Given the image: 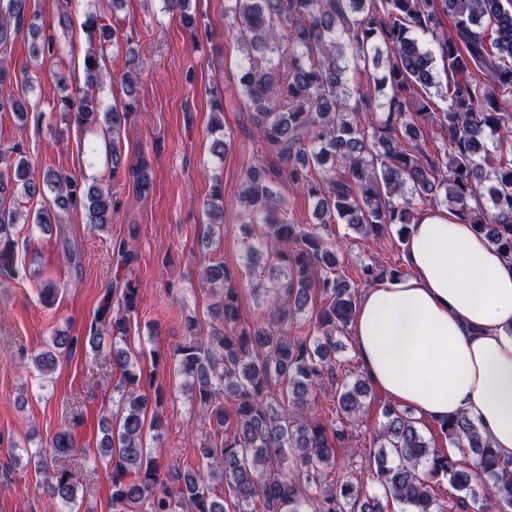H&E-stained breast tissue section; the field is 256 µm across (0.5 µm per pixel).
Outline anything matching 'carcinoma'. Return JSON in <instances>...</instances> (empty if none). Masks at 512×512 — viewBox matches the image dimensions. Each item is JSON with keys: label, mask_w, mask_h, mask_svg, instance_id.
I'll use <instances>...</instances> for the list:
<instances>
[{"label": "carcinoma", "mask_w": 512, "mask_h": 512, "mask_svg": "<svg viewBox=\"0 0 512 512\" xmlns=\"http://www.w3.org/2000/svg\"><path fill=\"white\" fill-rule=\"evenodd\" d=\"M192 32L198 25L189 0H163ZM228 34L242 41L247 67L243 93L267 150L281 171L317 201L321 225L346 224L365 237L397 227L405 241L421 213L418 205L449 207L474 225L489 242L512 258V3L503 0H228ZM453 31H442L443 18ZM29 0H0V50L29 34L34 57L59 48L51 27L37 24ZM98 49L85 57L86 91L61 97L64 115L79 126L104 125L105 150L112 173L124 166L121 135L133 118L131 104L101 111L94 89L104 86L101 65L106 46L116 43V28L97 13L83 22ZM437 43L446 82L434 75V55L422 41ZM386 97L382 116L372 115V93ZM446 103L440 107L436 100ZM355 105H350V101ZM0 110L28 119L26 98H0ZM439 131L443 144L425 148ZM0 276L24 280L29 271L16 261L13 229L31 222L51 231L58 212L79 210L86 223H112L119 202L112 190L86 185L52 169L32 175L21 149L0 151ZM139 195L153 189L151 165L144 159L129 168ZM29 198L51 195L30 219L6 202L8 183ZM242 198L249 209L266 214L261 238L247 243L255 259L249 276L265 280L285 297L273 302L267 317L243 324L236 272L212 260L202 279L219 289V324L206 336L189 317V339L174 353L175 370L191 379L195 402L213 429L200 454L202 471L184 475L161 465L144 442L149 400L139 390L153 385L127 338L130 314L138 308L131 281L111 289L96 312L89 335H57L49 349L33 356L36 368L55 367L64 351L89 345L98 351L110 341L112 365L120 376L113 391L122 415L107 423L99 453L111 466L112 507L126 512L135 503L145 512H512V459H503L489 438L465 415L439 423L455 457L430 444L408 412L384 409L385 421L367 449L345 446L336 427L343 415L354 420L364 408L370 383L362 375L336 383V334L352 323L356 287L336 275V251L316 229L281 217L278 190L262 164L251 167ZM405 275L379 263L360 266L359 281L374 286ZM324 304L307 329L294 319L305 311L310 292ZM335 385L332 416L307 415L308 397ZM233 401L232 411L224 400ZM50 451L27 453L45 474L40 486L67 512L76 508L83 485L56 465L71 456V431L56 433ZM299 461L298 473L283 471L286 456ZM478 462L471 471L464 459ZM342 477L328 481L337 463ZM448 478V500L437 498V478ZM367 477L382 496L363 488ZM400 510H395V506Z\"/></svg>", "instance_id": "carcinoma-1"}]
</instances>
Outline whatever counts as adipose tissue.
<instances>
[{"label": "adipose tissue", "instance_id": "obj_1", "mask_svg": "<svg viewBox=\"0 0 512 512\" xmlns=\"http://www.w3.org/2000/svg\"><path fill=\"white\" fill-rule=\"evenodd\" d=\"M408 275L365 289L351 326L368 380L416 417L463 414L512 458V260L447 210L422 213Z\"/></svg>", "mask_w": 512, "mask_h": 512}]
</instances>
